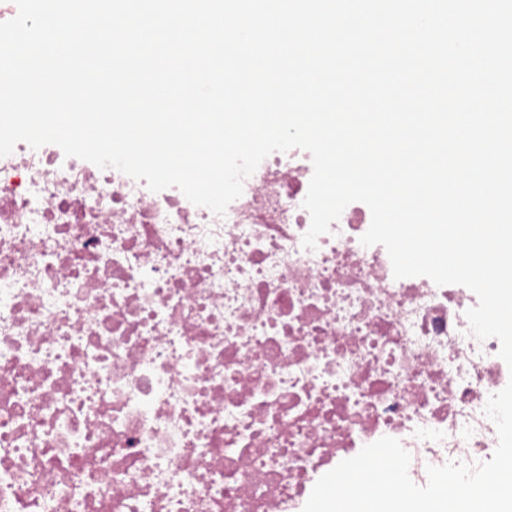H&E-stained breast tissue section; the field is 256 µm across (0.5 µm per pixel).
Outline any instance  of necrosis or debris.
I'll list each match as a JSON object with an SVG mask.
<instances>
[{"label": "necrosis or debris", "instance_id": "necrosis-or-debris-1", "mask_svg": "<svg viewBox=\"0 0 512 512\" xmlns=\"http://www.w3.org/2000/svg\"><path fill=\"white\" fill-rule=\"evenodd\" d=\"M313 173L265 158L225 215L18 143L0 158V512H302L384 436L491 459L512 380L476 295L397 279L371 211L305 249Z\"/></svg>", "mask_w": 512, "mask_h": 512}]
</instances>
